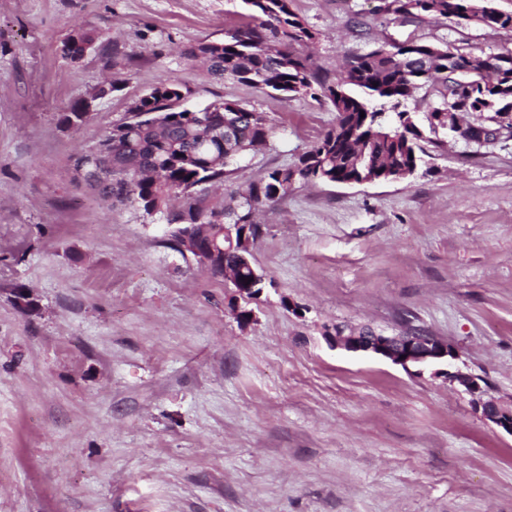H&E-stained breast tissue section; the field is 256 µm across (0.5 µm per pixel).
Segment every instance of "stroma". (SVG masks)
Segmentation results:
<instances>
[{
	"mask_svg": "<svg viewBox=\"0 0 512 512\" xmlns=\"http://www.w3.org/2000/svg\"><path fill=\"white\" fill-rule=\"evenodd\" d=\"M381 4L292 0L323 76L391 39L512 50V31ZM247 21L242 0H0V512H512V435L478 397L325 338L442 337L512 406V139L444 135L412 177L296 185L257 218L253 298L76 178L169 76L185 107L236 100L275 129L223 195L293 167L335 126L330 103L215 80L184 54ZM79 30L95 43L73 60Z\"/></svg>",
	"mask_w": 512,
	"mask_h": 512,
	"instance_id": "1",
	"label": "stroma"
}]
</instances>
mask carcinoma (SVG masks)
<instances>
[{
    "mask_svg": "<svg viewBox=\"0 0 512 512\" xmlns=\"http://www.w3.org/2000/svg\"><path fill=\"white\" fill-rule=\"evenodd\" d=\"M488 0H383L388 14L420 21L446 19L458 26L469 20L493 30L512 31V14L485 10ZM251 22L226 34L221 45L199 42L187 54L207 64L215 79L269 89L284 97L319 95L337 113L336 125L292 168L276 169L248 185L237 197L208 202L199 185L224 182L227 156L254 152L267 145L274 127L262 113L235 101L213 102L216 116L173 107L181 98L175 79L158 83L136 107L112 126V170L101 169L100 193L119 202L136 203L143 211L159 208L167 224H208L202 240L224 245V225L240 224L246 252H251L259 208L288 196L300 182L334 183L365 173L369 164L383 169H416L423 161L424 134L416 113L398 107L416 90L438 85L439 97L428 106L429 132L448 129L441 113L453 108L473 115L474 127L512 106V50L494 54L498 70L478 67L467 74L448 69V59H465L448 44L407 41L382 44L353 56L336 82L322 79L309 56L298 47L313 39L291 9V0H243ZM224 266L245 287L253 269L234 253Z\"/></svg>",
    "mask_w": 512,
    "mask_h": 512,
    "instance_id": "obj_1",
    "label": "carcinoma"
}]
</instances>
